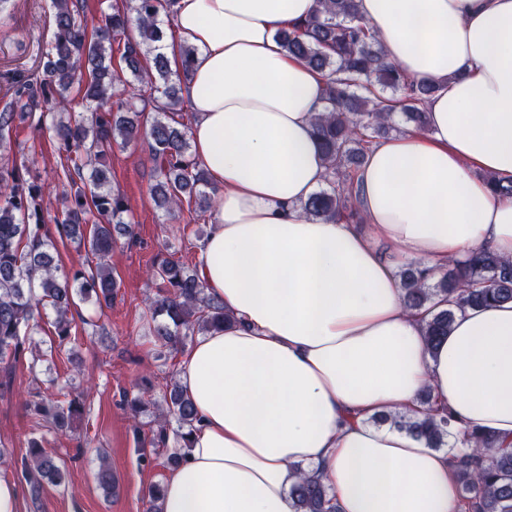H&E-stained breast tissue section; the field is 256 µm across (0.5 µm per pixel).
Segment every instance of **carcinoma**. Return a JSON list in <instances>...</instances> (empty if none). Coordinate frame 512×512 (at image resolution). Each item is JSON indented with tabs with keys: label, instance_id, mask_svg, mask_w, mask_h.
<instances>
[{
	"label": "carcinoma",
	"instance_id": "cac0c4a2",
	"mask_svg": "<svg viewBox=\"0 0 512 512\" xmlns=\"http://www.w3.org/2000/svg\"><path fill=\"white\" fill-rule=\"evenodd\" d=\"M172 0H130L112 12L88 16L86 0H51L54 34L43 54L44 78L23 76L17 69L3 73L0 107V363L17 361L33 336L35 311L48 306L54 313L59 341L70 335L68 317L76 301L109 307L116 281L107 258L116 237H133L125 221L124 196L111 186L107 154L115 143L124 146L145 133L152 140L154 182L149 194L166 211L204 213L212 209L209 180L190 151L189 126L183 121L180 87L188 78L193 48L183 45L180 64L172 70L162 51L161 13ZM321 9L311 20L277 34L281 47L325 78L327 111L315 117V132L328 164L326 187L301 204L303 214L324 220L343 219L359 224L357 175L373 141L394 127L401 114L413 128L428 130L423 103L436 86L417 81L385 61L377 38L358 17L356 0H319ZM136 29L138 38L129 36ZM123 43L122 59L136 80L147 77L150 89L161 94L147 108L146 100L131 95L127 81L112 68L113 45ZM142 57L151 65L140 70ZM82 106L86 116L75 111ZM154 112L140 123L146 110ZM26 124L48 134L66 164L57 180L64 186L62 210L51 215L44 205L47 184L39 176L25 177L37 161L16 156L13 132ZM55 224V233L48 231ZM85 247L97 258L94 268L62 267L55 239ZM148 276L166 288L151 303L153 336L161 348L177 351L195 333L224 327L231 321L219 300L206 292L198 273L184 264L158 256ZM402 301L409 310L426 309L424 336L430 349L448 336L455 312L467 307L512 302V260L477 249L465 259L429 266L410 263L400 273ZM448 307H442V304ZM166 408L153 432V448L173 439L189 447L197 413L178 383L168 385ZM34 415L58 433L71 430L82 416L83 403L51 401L36 394ZM177 428L169 431L170 422ZM390 423L431 448L447 445L453 436L445 408H429L419 418L389 414L377 419ZM461 448L455 477L464 512H512V447L499 448L496 438L472 429L455 438ZM25 472L32 485L59 486L64 472L33 440L28 446ZM290 496L294 512H339L328 486L316 476L301 474Z\"/></svg>",
	"mask_w": 512,
	"mask_h": 512
}]
</instances>
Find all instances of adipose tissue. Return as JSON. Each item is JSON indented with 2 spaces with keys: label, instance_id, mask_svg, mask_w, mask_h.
<instances>
[{
  "label": "adipose tissue",
  "instance_id": "obj_1",
  "mask_svg": "<svg viewBox=\"0 0 512 512\" xmlns=\"http://www.w3.org/2000/svg\"><path fill=\"white\" fill-rule=\"evenodd\" d=\"M385 59L432 82L429 130L374 144L358 172L361 231L298 208L324 183L314 118L322 76L279 31L317 0H173L194 49L183 86L195 160L216 190L199 274L235 324L178 365L198 423L163 484V512H294L301 472L340 512H460L454 451L373 417L424 413L512 445V302L468 308L436 350L405 310L398 259L443 263L484 247L512 259V0H357ZM390 254H383V247Z\"/></svg>",
  "mask_w": 512,
  "mask_h": 512
}]
</instances>
